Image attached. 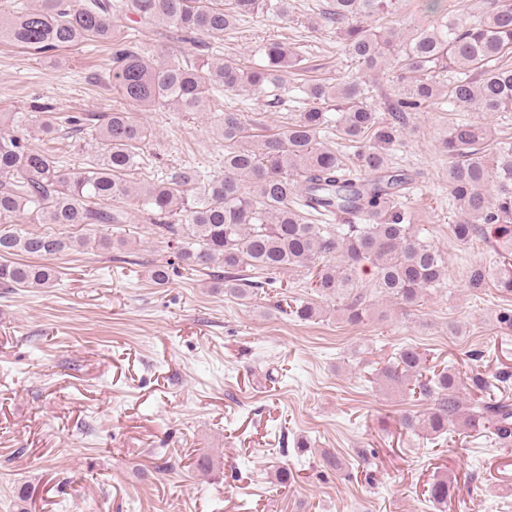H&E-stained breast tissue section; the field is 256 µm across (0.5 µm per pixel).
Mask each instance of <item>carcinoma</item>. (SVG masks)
<instances>
[{"mask_svg":"<svg viewBox=\"0 0 512 512\" xmlns=\"http://www.w3.org/2000/svg\"><path fill=\"white\" fill-rule=\"evenodd\" d=\"M439 9L437 25L407 36L386 24L397 14L399 0H329L324 22L340 35L341 50L365 68L392 60L400 70L382 117L368 103L355 80L327 77L304 88L305 107L279 132L253 146L244 112L229 107L216 126L224 140V173L200 185V172L174 167L165 178L138 190L126 179L140 164L150 133L135 113L113 111L96 117L46 112L36 119L38 131L52 140L61 128L85 131L96 119L100 151L94 165L81 172L62 171L56 155L23 134L0 135V286L50 288L56 270L49 261L87 241L62 233L29 231L32 224L110 226L119 223L110 202L132 198L146 222L170 235L177 262L185 270L219 268L213 287L239 300L257 289L271 288L284 269L305 268L310 287L339 300L350 324L365 320L372 309L358 284L359 272L373 271L377 297L406 307L426 290L441 285L447 262L419 238L411 211L402 198L412 183L393 166L389 151L404 130L407 114L441 97L459 108L489 118L512 112V3L489 0L471 19L457 12L453 0H429ZM136 16L143 27L164 26L182 38L222 37L258 13L288 15V0H37L32 7L0 16V43L46 56L89 41L110 49L105 70L112 88L126 102L148 110L174 106L185 114L202 109L212 93L274 91L268 106L282 100L276 91L302 61L297 48L275 41L266 46L267 64L244 69L231 61L154 62V51L112 24L120 10ZM372 19L384 23L371 25ZM340 112L336 138L353 149L347 154L320 138L328 128L326 110ZM440 147L448 166L449 199L463 220L450 225L453 237L468 244L480 237L499 256L493 266L469 268L467 287L478 292L492 281L512 294V141L489 143L486 124L461 118L452 123ZM335 216L339 224H312L309 217ZM174 262L151 263L148 276L169 283ZM265 272L263 281L245 277L246 268ZM314 303L297 300L289 316L308 321ZM382 386L409 391L426 402L416 414L401 416L405 433L443 437L448 424L466 431L491 429L495 440L512 444V402L495 392V384L476 381L478 397H468L452 367L437 371L427 354L412 344L398 348L393 359L372 369ZM455 486L447 478L429 488L435 505L448 503Z\"/></svg>","mask_w":512,"mask_h":512,"instance_id":"cac0c4a2","label":"carcinoma"}]
</instances>
